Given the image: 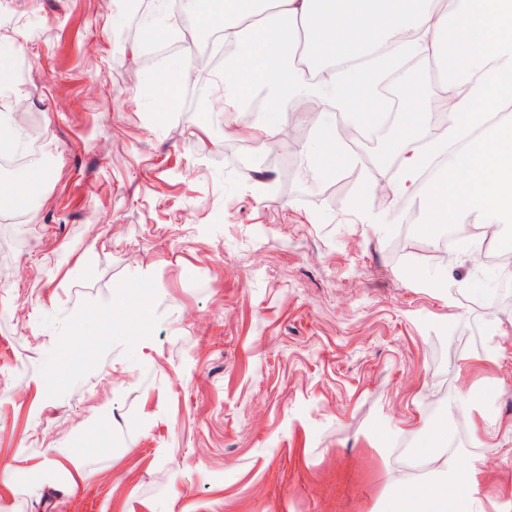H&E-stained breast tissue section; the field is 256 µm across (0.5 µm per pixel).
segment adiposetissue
<instances>
[{
    "instance_id": "obj_1",
    "label": "adipose tissue",
    "mask_w": 512,
    "mask_h": 512,
    "mask_svg": "<svg viewBox=\"0 0 512 512\" xmlns=\"http://www.w3.org/2000/svg\"><path fill=\"white\" fill-rule=\"evenodd\" d=\"M196 7L200 24L223 30L225 42L237 45L225 97L235 108L262 97L267 117L251 129L270 143L283 134L275 115L288 99L322 98L336 107L369 99L381 76L414 54L460 68L443 132L430 134L434 96L397 138L401 177L393 191L420 198L429 214L449 223H512V124L489 121L512 104V0H452L448 12L439 0H196ZM328 61L337 65L330 80L309 82L307 72ZM461 141L464 155L420 187L430 154ZM420 462L426 485L397 496L394 512H486L460 450L437 448Z\"/></svg>"
}]
</instances>
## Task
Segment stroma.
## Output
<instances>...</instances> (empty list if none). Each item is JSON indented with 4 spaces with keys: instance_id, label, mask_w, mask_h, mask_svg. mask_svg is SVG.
<instances>
[{
    "instance_id": "35a3bbf8",
    "label": "stroma",
    "mask_w": 512,
    "mask_h": 512,
    "mask_svg": "<svg viewBox=\"0 0 512 512\" xmlns=\"http://www.w3.org/2000/svg\"><path fill=\"white\" fill-rule=\"evenodd\" d=\"M135 15L126 0H0V110L38 126L0 139L56 162L46 180L0 165V186L39 187L0 210L25 233L0 281V512H379L384 480L413 485L443 431L499 512L512 312L478 303L502 285L494 267L463 240L434 258L439 233L407 197L348 205L400 165L312 150L341 112L281 147L294 192L258 200L224 146H270L225 125L220 80L203 119H160Z\"/></svg>"
}]
</instances>
